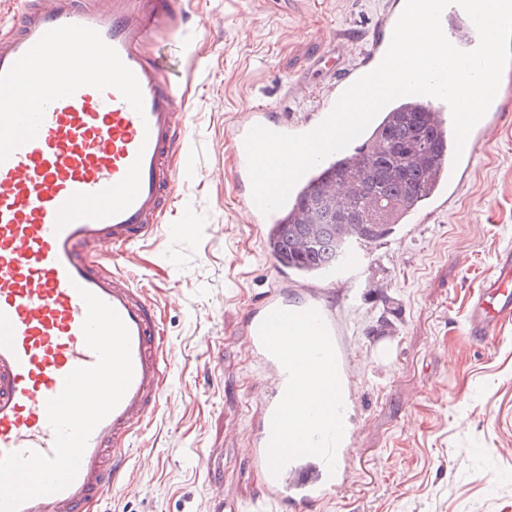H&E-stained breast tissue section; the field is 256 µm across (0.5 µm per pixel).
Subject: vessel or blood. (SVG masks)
<instances>
[{"label": "vessel or blood", "mask_w": 512, "mask_h": 512, "mask_svg": "<svg viewBox=\"0 0 512 512\" xmlns=\"http://www.w3.org/2000/svg\"><path fill=\"white\" fill-rule=\"evenodd\" d=\"M405 2L385 0L361 61L337 70L313 114L288 119L254 108L236 125L233 178L244 196L252 194L247 132L256 125L287 134L315 130L341 94L379 66ZM183 22V0H23L10 30L0 34L4 74L47 31L63 25L94 29L133 71L144 99L139 113L115 89L80 88L50 103L35 137L0 163V456L53 452L46 405L60 395L68 374L96 361L82 330L81 290L118 313L129 331L133 363L124 397L91 433L74 480L56 493L24 501L18 512H94L104 491L123 474L129 438L160 408L172 350L154 301L129 276L112 270L110 261L155 233L172 198L176 174L170 160L184 151V120L153 48L158 37L179 31ZM441 25L457 48L477 47L479 34L459 5L444 9ZM509 103L512 73L506 71L488 111L469 133L459 165L438 178L425 202L407 212L406 223H425L455 199ZM136 161L140 190L129 207L107 218L58 226V212L74 194H95L117 184ZM377 246L364 240L351 247L336 269L303 282L297 299L291 280L281 277L248 310L243 348L273 378L256 416L250 464L262 477L264 503L275 512H302L303 504L325 499L347 480L353 430L338 434L292 420L285 395L301 377L318 395L312 407L317 416L347 412L345 400L328 396L317 368L328 363L345 382L354 366L345 324L323 298L342 280L370 291L381 288L380 280L363 274V260ZM509 317L511 252L500 255L496 276L471 295L465 332L490 343Z\"/></svg>", "instance_id": "vessel-or-blood-1"}]
</instances>
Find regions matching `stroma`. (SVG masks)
Wrapping results in <instances>:
<instances>
[{
  "label": "stroma",
  "instance_id": "obj_1",
  "mask_svg": "<svg viewBox=\"0 0 512 512\" xmlns=\"http://www.w3.org/2000/svg\"><path fill=\"white\" fill-rule=\"evenodd\" d=\"M383 0H189L161 55L188 108L186 157L159 232L121 260L160 307L173 348L153 424L98 512H211L262 497L248 462L265 394L243 316L276 282L231 176V133L255 107L309 109L330 72L358 62ZM446 213L401 224L364 270L383 286L326 300L349 324L361 409L347 483L306 512H512V320L489 344L464 334L467 303L512 251V105Z\"/></svg>",
  "mask_w": 512,
  "mask_h": 512
}]
</instances>
